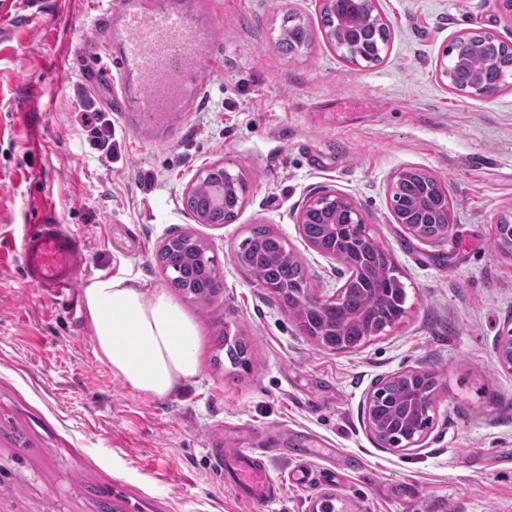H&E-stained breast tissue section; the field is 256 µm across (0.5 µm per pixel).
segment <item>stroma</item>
<instances>
[{
    "label": "stroma",
    "instance_id": "obj_1",
    "mask_svg": "<svg viewBox=\"0 0 512 512\" xmlns=\"http://www.w3.org/2000/svg\"><path fill=\"white\" fill-rule=\"evenodd\" d=\"M0 0V512H308L309 489L288 485L308 450L333 466L338 493L360 512H512V373L494 342L512 319V260L494 225L512 211V81L462 97L439 74L451 40L491 34L512 44V14L494 0H377L389 28L380 62L357 66L327 42L319 0H223L214 75L203 109L177 117L172 141L136 138L113 116L117 152L87 140L77 101L104 103L80 47L99 0ZM297 15L308 45L279 49ZM223 164L248 200L224 226L200 224L181 195ZM419 169L448 189L454 226L437 245L392 218L397 174ZM330 189L351 197L400 271L409 314L360 348L319 347L258 287L234 254L256 224L284 238L311 291L344 281L293 213ZM78 234L73 291L28 285L20 238L43 219ZM190 232L209 243L224 283L209 302L171 291L200 331V372L157 399L97 360L82 290L96 276L136 275L169 288L162 241ZM245 339L231 364L223 332ZM406 369L434 374L424 442L395 452L364 428L375 382ZM266 448L285 491L256 507L221 484L212 451Z\"/></svg>",
    "mask_w": 512,
    "mask_h": 512
}]
</instances>
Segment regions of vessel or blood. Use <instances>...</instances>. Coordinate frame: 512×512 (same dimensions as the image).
<instances>
[{"mask_svg":"<svg viewBox=\"0 0 512 512\" xmlns=\"http://www.w3.org/2000/svg\"><path fill=\"white\" fill-rule=\"evenodd\" d=\"M221 0H113L101 22L117 29L109 63L86 70L88 81L112 79L110 106L124 113L133 132L169 126L172 116L198 111L207 85L222 66L214 46ZM26 279L35 287L63 294L77 282L81 241L58 224H38L21 239ZM212 455L239 498L254 505L278 499L281 486L269 476L262 448H216ZM290 483L311 488L315 512H353L352 504L330 495L336 485L331 469L302 463Z\"/></svg>","mask_w":512,"mask_h":512,"instance_id":"obj_1","label":"vessel or blood"}]
</instances>
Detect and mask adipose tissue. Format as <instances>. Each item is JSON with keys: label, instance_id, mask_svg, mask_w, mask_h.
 <instances>
[{"label": "adipose tissue", "instance_id": "ef3b65f1", "mask_svg": "<svg viewBox=\"0 0 512 512\" xmlns=\"http://www.w3.org/2000/svg\"><path fill=\"white\" fill-rule=\"evenodd\" d=\"M82 301L97 359L134 391L162 399L198 376V327L165 290H146L138 277L97 276Z\"/></svg>", "mask_w": 512, "mask_h": 512}]
</instances>
